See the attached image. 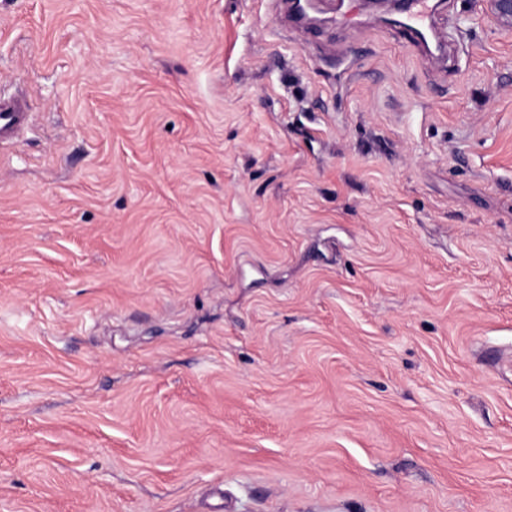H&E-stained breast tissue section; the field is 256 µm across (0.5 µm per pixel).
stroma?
<instances>
[{
	"label": "stroma",
	"instance_id": "1",
	"mask_svg": "<svg viewBox=\"0 0 512 512\" xmlns=\"http://www.w3.org/2000/svg\"><path fill=\"white\" fill-rule=\"evenodd\" d=\"M0 0V512H512V28ZM408 6L405 13L395 19L400 29L410 37L412 41L431 42L445 41L444 31L432 18L433 7L427 0H406ZM27 103L15 96H0V141H11L28 127Z\"/></svg>",
	"mask_w": 512,
	"mask_h": 512
}]
</instances>
